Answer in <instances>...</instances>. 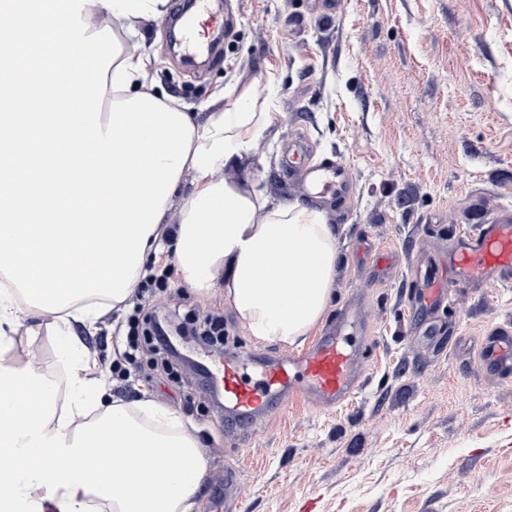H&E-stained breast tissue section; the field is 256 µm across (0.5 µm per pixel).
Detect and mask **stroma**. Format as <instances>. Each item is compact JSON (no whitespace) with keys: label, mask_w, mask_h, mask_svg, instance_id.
I'll use <instances>...</instances> for the list:
<instances>
[{"label":"stroma","mask_w":512,"mask_h":512,"mask_svg":"<svg viewBox=\"0 0 512 512\" xmlns=\"http://www.w3.org/2000/svg\"><path fill=\"white\" fill-rule=\"evenodd\" d=\"M236 25L219 60L185 62L166 19L142 20L139 50L153 61L155 93L206 121L246 88L275 118L243 162L222 177L255 184L275 205L307 203L284 180L288 143L310 160L344 162L353 191L324 207L342 261L325 324L352 300L371 346L363 387L341 408L281 402L250 423H229L203 376L144 346L121 376L133 302L104 310L80 339L123 401L150 395L193 429L208 462L193 512H214L224 469L240 477V512H512V378L485 374V336L512 329V286L454 289L415 310L418 270L442 262L458 237L512 211V0H226ZM153 306L174 327L210 313L256 356L285 355L255 342L224 303L185 284L166 250ZM43 318L16 333L21 356L60 370Z\"/></svg>","instance_id":"obj_1"}]
</instances>
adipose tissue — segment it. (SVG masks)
Listing matches in <instances>:
<instances>
[{
    "mask_svg": "<svg viewBox=\"0 0 512 512\" xmlns=\"http://www.w3.org/2000/svg\"><path fill=\"white\" fill-rule=\"evenodd\" d=\"M72 37L42 32L52 46L49 98L78 95L77 112L0 115V512H192L208 462L196 434L154 401L107 400L97 363L72 332L94 329L103 308L129 300L150 255L171 240L181 278L200 291L224 280V302L259 342L302 345L323 320L340 262L325 209L271 204L255 186L220 177L247 157L271 121L243 92L203 123L153 92L151 62L131 40L168 0H79ZM121 31L102 67L81 61L97 46L99 18ZM94 140L106 184L81 181L70 151ZM194 187L176 228L165 216L185 172ZM111 198L107 226L74 224L75 211ZM103 260L87 274L83 257ZM49 316L67 377L10 356L28 319Z\"/></svg>",
    "mask_w": 512,
    "mask_h": 512,
    "instance_id": "adipose-tissue-1",
    "label": "adipose tissue"
}]
</instances>
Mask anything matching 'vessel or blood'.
I'll return each instance as SVG.
<instances>
[{
	"instance_id": "b4317fda",
	"label": "vessel or blood",
	"mask_w": 512,
	"mask_h": 512,
	"mask_svg": "<svg viewBox=\"0 0 512 512\" xmlns=\"http://www.w3.org/2000/svg\"><path fill=\"white\" fill-rule=\"evenodd\" d=\"M0 17L7 32L23 36L24 48L33 58L23 85L0 88L8 111L41 109V92L50 81L51 55L41 31L50 17L41 11L40 0H0ZM224 17L212 9L210 0H193L189 13L177 22L176 37L185 55L194 56L224 32ZM303 192L313 198H340L350 194L352 182L347 166L325 162L299 171ZM448 280L424 276L416 305L432 309L446 298L449 289L460 286L505 285L512 282V214L494 217L472 233L463 234L448 252ZM358 310L346 306L336 323L300 353L256 362L233 356L207 360L210 380L224 395L228 420L249 421L265 413L280 398L314 403L326 408L347 404L362 386L359 345L349 343L343 331L357 320ZM480 363L489 372L512 375V331L501 330L487 337L480 348Z\"/></svg>"
}]
</instances>
